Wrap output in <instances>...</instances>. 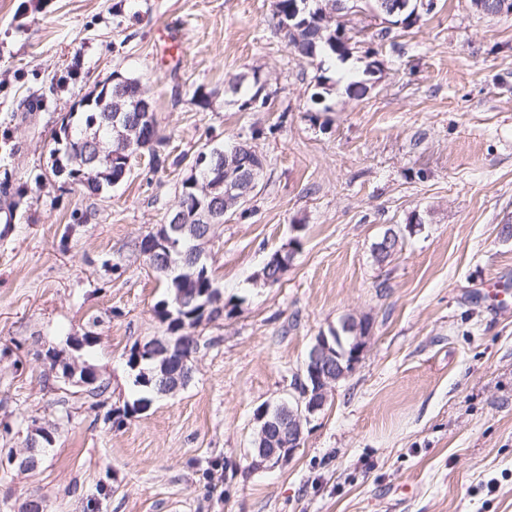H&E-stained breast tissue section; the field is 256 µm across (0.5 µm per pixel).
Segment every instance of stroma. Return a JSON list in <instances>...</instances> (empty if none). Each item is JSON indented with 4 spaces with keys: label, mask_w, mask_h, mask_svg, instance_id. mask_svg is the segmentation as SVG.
<instances>
[{
    "label": "stroma",
    "mask_w": 512,
    "mask_h": 512,
    "mask_svg": "<svg viewBox=\"0 0 512 512\" xmlns=\"http://www.w3.org/2000/svg\"><path fill=\"white\" fill-rule=\"evenodd\" d=\"M273 0H0V512H512V16L437 0L415 27L317 67L287 47ZM181 31L165 61L160 38ZM380 70L369 90L366 49ZM155 106L161 164L83 193L51 169L62 120L113 72ZM260 80L267 105L239 110ZM251 139L260 191L216 225L206 263L225 310L187 385L133 417V346L166 334L167 292L138 250L194 156ZM403 234L386 261L373 247ZM299 239L273 286L270 254ZM369 324L300 447L252 468L255 410L290 399L317 336ZM95 371L69 395L49 351ZM69 398L73 412L58 406ZM48 428L37 467L19 468Z\"/></svg>",
    "instance_id": "35a3bbf8"
}]
</instances>
